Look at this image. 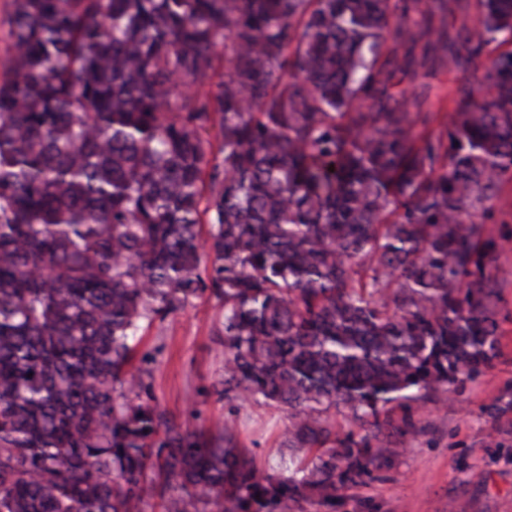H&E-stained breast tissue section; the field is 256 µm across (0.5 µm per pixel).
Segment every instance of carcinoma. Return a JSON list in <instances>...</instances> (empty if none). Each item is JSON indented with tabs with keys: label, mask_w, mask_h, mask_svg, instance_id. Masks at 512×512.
Masks as SVG:
<instances>
[{
	"label": "carcinoma",
	"mask_w": 512,
	"mask_h": 512,
	"mask_svg": "<svg viewBox=\"0 0 512 512\" xmlns=\"http://www.w3.org/2000/svg\"><path fill=\"white\" fill-rule=\"evenodd\" d=\"M9 7L0 512H143L149 486L162 512L332 508L491 364L512 0ZM463 51L483 73L451 113L409 111L403 81L427 96ZM206 293L220 395L287 413L288 477L228 418L177 423L136 365Z\"/></svg>",
	"instance_id": "carcinoma-1"
}]
</instances>
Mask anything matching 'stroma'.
Instances as JSON below:
<instances>
[{
	"mask_svg": "<svg viewBox=\"0 0 512 512\" xmlns=\"http://www.w3.org/2000/svg\"><path fill=\"white\" fill-rule=\"evenodd\" d=\"M497 269L508 286L493 368L457 394L453 405L428 404L421 414L426 434L407 441L379 480L340 490L333 512H512V411L488 412L512 388V241ZM221 319L218 302L204 297L145 330L140 349L154 354L153 395L193 429L234 413L258 463L285 471L292 455L276 443L287 424L284 414L251 403L231 408L216 392L224 376Z\"/></svg>",
	"mask_w": 512,
	"mask_h": 512,
	"instance_id": "35a3bbf8",
	"label": "stroma"
}]
</instances>
